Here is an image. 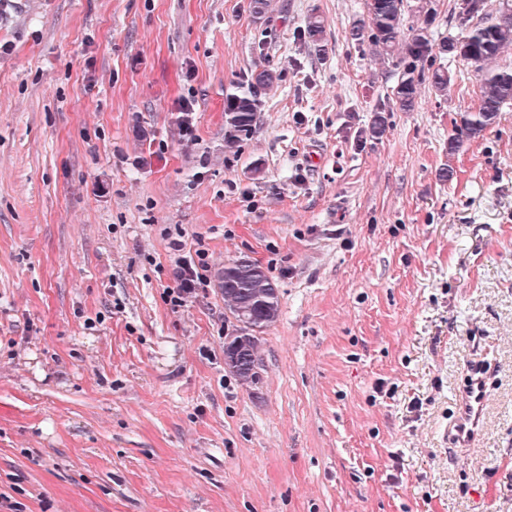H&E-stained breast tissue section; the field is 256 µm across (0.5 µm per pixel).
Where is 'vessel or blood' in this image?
I'll return each mask as SVG.
<instances>
[{
  "instance_id": "b4317fda",
  "label": "vessel or blood",
  "mask_w": 512,
  "mask_h": 512,
  "mask_svg": "<svg viewBox=\"0 0 512 512\" xmlns=\"http://www.w3.org/2000/svg\"><path fill=\"white\" fill-rule=\"evenodd\" d=\"M486 368L480 362L468 365L455 412L451 447L467 448L477 439L486 400Z\"/></svg>"
}]
</instances>
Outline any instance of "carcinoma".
Returning <instances> with one entry per match:
<instances>
[{
    "instance_id": "cac0c4a2",
    "label": "carcinoma",
    "mask_w": 512,
    "mask_h": 512,
    "mask_svg": "<svg viewBox=\"0 0 512 512\" xmlns=\"http://www.w3.org/2000/svg\"><path fill=\"white\" fill-rule=\"evenodd\" d=\"M366 19L354 24L350 39L368 43L372 56L392 61L397 71L392 94L399 108L411 111L417 104L423 81L440 96L448 95L451 77L442 59L448 55V44L460 43L466 48L463 59L475 65L479 81V104L461 115L455 134L448 138V155H453L465 139L479 137L495 123L503 107L512 104V70L497 64L499 55L512 46V0H500L498 14L485 10V0H460L455 15L458 36L437 42L429 33L432 22L428 0H365ZM422 17L418 25L410 23ZM325 26L320 16L311 14L302 29L304 41L322 51ZM259 103L247 90L227 94L224 124L225 147L231 149L248 136L255 125ZM225 290L224 306L234 312L243 306L253 308L252 324L264 329L279 316L278 288L263 268L245 273L229 262L222 269Z\"/></svg>"
}]
</instances>
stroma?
<instances>
[{
    "label": "stroma",
    "instance_id": "35a3bbf8",
    "mask_svg": "<svg viewBox=\"0 0 512 512\" xmlns=\"http://www.w3.org/2000/svg\"><path fill=\"white\" fill-rule=\"evenodd\" d=\"M365 16L0 0V494L21 512H512V105L449 152L474 65L449 59L448 96L425 82L402 111L391 63L348 37ZM264 68L279 79L225 149V95ZM175 227L210 271L273 277L257 385L224 368L214 283L166 304ZM479 346L487 402L458 457ZM324 33L325 26L320 16L311 14L307 17L304 27L302 29V36L305 42L310 43L317 52L324 49ZM486 395V367L478 361L471 362L458 398L449 438L451 448H468L477 440Z\"/></svg>",
    "mask_w": 512,
    "mask_h": 512
}]
</instances>
